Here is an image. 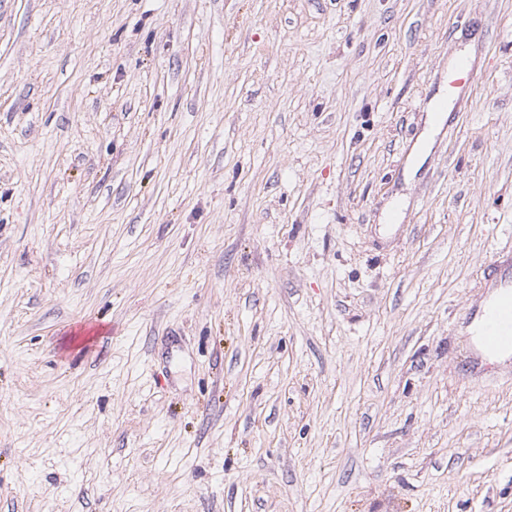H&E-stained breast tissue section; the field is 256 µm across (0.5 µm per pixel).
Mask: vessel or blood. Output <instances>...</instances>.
Returning <instances> with one entry per match:
<instances>
[{
	"label": "vessel or blood",
	"mask_w": 512,
	"mask_h": 512,
	"mask_svg": "<svg viewBox=\"0 0 512 512\" xmlns=\"http://www.w3.org/2000/svg\"><path fill=\"white\" fill-rule=\"evenodd\" d=\"M495 287L494 303L476 316L479 345L491 356L512 353V273L503 272Z\"/></svg>",
	"instance_id": "1"
}]
</instances>
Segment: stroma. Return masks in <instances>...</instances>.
<instances>
[{"instance_id": "stroma-1", "label": "stroma", "mask_w": 512, "mask_h": 512, "mask_svg": "<svg viewBox=\"0 0 512 512\" xmlns=\"http://www.w3.org/2000/svg\"><path fill=\"white\" fill-rule=\"evenodd\" d=\"M506 260L512 0H0V512H512ZM499 290L494 303L481 313L469 314L477 320L478 341L488 355L512 353V272L504 271L494 286Z\"/></svg>"}]
</instances>
